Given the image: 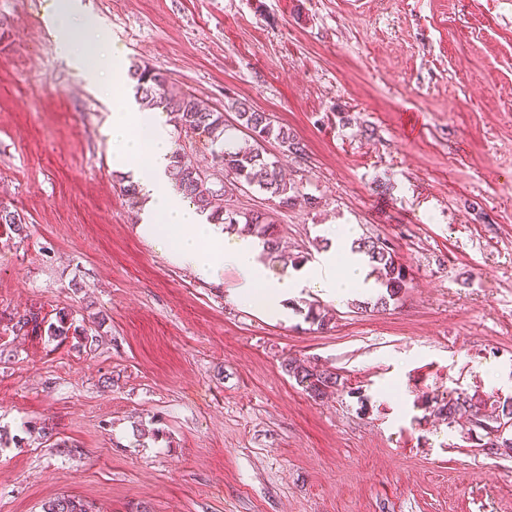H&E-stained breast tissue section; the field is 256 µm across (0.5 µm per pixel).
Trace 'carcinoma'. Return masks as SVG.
Segmentation results:
<instances>
[{
	"instance_id": "cac0c4a2",
	"label": "carcinoma",
	"mask_w": 512,
	"mask_h": 512,
	"mask_svg": "<svg viewBox=\"0 0 512 512\" xmlns=\"http://www.w3.org/2000/svg\"><path fill=\"white\" fill-rule=\"evenodd\" d=\"M131 76L136 80L138 101L148 106H161L172 115L175 126L185 136L205 138V146L222 163V172L235 181L256 187L278 200L282 207L292 205L299 193V187L282 178L278 161L264 155L261 143L275 139L288 153L302 157L306 145L282 126L274 124L270 116L257 112L244 103L237 106V122L253 140L249 145H240L228 132L224 113L203 105L195 95L182 93L171 95L165 76L148 66L137 68ZM171 169L179 190L196 210L212 224H235L234 218L224 217V211L212 207L214 198L222 196L220 179L209 170L194 162L185 153L175 151L171 155ZM0 224L15 233L23 230L19 215L0 206ZM244 229L261 244L263 254L285 260L280 250L281 234L278 225L270 216L261 211L244 215ZM351 250L363 255L377 273V283L381 292L373 303L376 308H385L391 300L398 299L407 284V273L402 263L396 259L391 248L380 239L360 238L352 243ZM14 335L41 334L61 346L65 343L78 350L91 349L97 338L84 327L75 324L73 316L65 309L55 315L39 317L36 314L23 316L11 326ZM288 376L304 388L311 396L320 398L337 392L341 388L340 377L334 372L320 370L305 360H292L285 365ZM437 415L453 426L465 417L469 422L486 430L508 429L512 426V399L485 398L477 393H458L436 406ZM42 443L52 448H62L73 452V446L59 439L53 428L42 423L28 430ZM43 512H93L90 504L74 495H62L43 504Z\"/></svg>"
}]
</instances>
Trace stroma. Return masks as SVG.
<instances>
[{
  "mask_svg": "<svg viewBox=\"0 0 512 512\" xmlns=\"http://www.w3.org/2000/svg\"><path fill=\"white\" fill-rule=\"evenodd\" d=\"M84 3L128 67L305 143L264 148L312 203L245 186L225 209L267 213L316 263L339 228L388 240L409 281L383 311L352 306L369 275L271 317L231 299L233 269L217 284L171 262L122 194L95 59L60 54L45 0H0V206L23 225L0 227V512L60 495L93 512H512V456L427 405L512 398V0ZM315 300L326 327L305 319ZM56 308L95 351L13 336ZM292 358L344 390L310 397ZM36 422L74 453L26 436Z\"/></svg>",
  "mask_w": 512,
  "mask_h": 512,
  "instance_id": "35a3bbf8",
  "label": "stroma"
}]
</instances>
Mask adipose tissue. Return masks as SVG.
Returning a JSON list of instances; mask_svg holds the SVG:
<instances>
[{"label": "adipose tissue", "instance_id": "ef3b65f1", "mask_svg": "<svg viewBox=\"0 0 512 512\" xmlns=\"http://www.w3.org/2000/svg\"><path fill=\"white\" fill-rule=\"evenodd\" d=\"M47 11L60 33V52L79 69L85 68L90 53H97L99 71L108 74L113 95L122 99L127 83L124 58L102 36L78 45L71 34L82 14L76 0H49ZM105 134L113 165L131 171L147 199L138 233L207 281H222L225 268L234 269L238 280L231 294L236 302L280 315L301 289L312 288L339 301L348 289L363 283L366 271L349 252L329 250L320 264L295 277L268 268L253 239L226 235L222 225L203 222L169 179L171 129L158 113L139 110L122 99L108 117Z\"/></svg>", "mask_w": 512, "mask_h": 512}]
</instances>
